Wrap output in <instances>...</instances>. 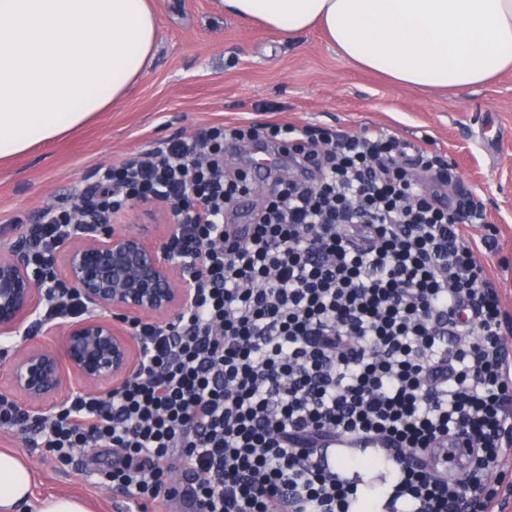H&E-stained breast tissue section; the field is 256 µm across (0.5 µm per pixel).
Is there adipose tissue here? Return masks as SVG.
Instances as JSON below:
<instances>
[{
  "label": "adipose tissue",
  "mask_w": 512,
  "mask_h": 512,
  "mask_svg": "<svg viewBox=\"0 0 512 512\" xmlns=\"http://www.w3.org/2000/svg\"><path fill=\"white\" fill-rule=\"evenodd\" d=\"M294 37L321 27L347 61L414 88L466 89L512 69V0H220ZM157 50L150 0H0V161L111 111ZM32 474L0 452V512H88L77 498L33 505Z\"/></svg>",
  "instance_id": "ef3b65f1"
}]
</instances>
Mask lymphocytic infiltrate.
Here are the masks:
<instances>
[{
  "label": "lymphocytic infiltrate",
  "mask_w": 512,
  "mask_h": 512,
  "mask_svg": "<svg viewBox=\"0 0 512 512\" xmlns=\"http://www.w3.org/2000/svg\"><path fill=\"white\" fill-rule=\"evenodd\" d=\"M265 139L289 145L298 176L269 178L239 228L253 185L225 175L224 148ZM404 147L382 129L220 124L113 163L112 211L174 208L171 248L196 300L134 325L143 370L121 390L70 397L34 427L0 396V428L32 430L31 447L63 465L111 450L97 482L139 512L160 498L184 512H354L361 484L345 472L362 465L387 474L382 512H454L465 490L492 512L490 474L512 451V316L464 231L483 210L442 193L444 157L423 149L414 166ZM74 211L48 206L23 231L43 279ZM462 434L474 445L458 460ZM340 437L351 447L327 463ZM457 463L461 485L447 477Z\"/></svg>",
  "instance_id": "1"
}]
</instances>
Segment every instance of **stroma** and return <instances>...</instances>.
Segmentation results:
<instances>
[{
    "instance_id": "obj_1",
    "label": "stroma",
    "mask_w": 512,
    "mask_h": 512,
    "mask_svg": "<svg viewBox=\"0 0 512 512\" xmlns=\"http://www.w3.org/2000/svg\"><path fill=\"white\" fill-rule=\"evenodd\" d=\"M158 22L154 60L131 93L86 127L0 163V244L75 186L89 187L113 162L135 157L198 128L247 119L341 129H386L427 139L486 223L479 259L491 270L501 305L512 314V71L465 90H420L341 58L323 30L294 38L223 12L219 0H151ZM0 449L24 457L36 496L70 495L91 512H119L120 492L94 482L88 466L62 467L32 450L25 436L0 431Z\"/></svg>"
}]
</instances>
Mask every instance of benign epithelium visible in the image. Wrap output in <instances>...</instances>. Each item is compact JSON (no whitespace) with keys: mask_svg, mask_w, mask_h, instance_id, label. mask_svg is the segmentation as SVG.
Segmentation results:
<instances>
[{"mask_svg":"<svg viewBox=\"0 0 512 512\" xmlns=\"http://www.w3.org/2000/svg\"><path fill=\"white\" fill-rule=\"evenodd\" d=\"M102 192L98 184L90 190L76 231L54 253L59 279L81 296L84 309L80 317L43 325L44 335L60 337L61 351L31 342L30 320L52 289L30 265L27 241L0 248V335L14 339L9 354L0 355V373L35 420L69 394L104 396L122 388L141 368L131 326L175 320L197 292V280L176 275L180 261L166 247L179 230L170 207L132 202L127 211L143 207L149 223L120 224L119 213L96 204Z\"/></svg>","mask_w":512,"mask_h":512,"instance_id":"1","label":"benign epithelium"}]
</instances>
